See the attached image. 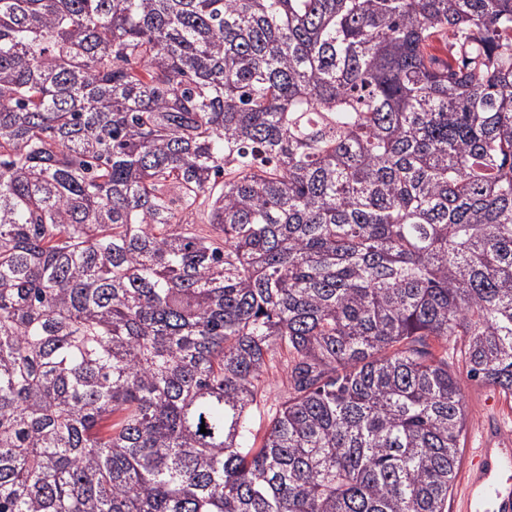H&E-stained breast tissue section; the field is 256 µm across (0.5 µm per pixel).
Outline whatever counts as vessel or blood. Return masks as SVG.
<instances>
[{"instance_id": "b4317fda", "label": "vessel or blood", "mask_w": 512, "mask_h": 512, "mask_svg": "<svg viewBox=\"0 0 512 512\" xmlns=\"http://www.w3.org/2000/svg\"><path fill=\"white\" fill-rule=\"evenodd\" d=\"M512 459V450L488 445L470 453L469 483L465 489L467 512H477L483 499H490L493 512H512V483L495 485L494 476L504 461Z\"/></svg>"}]
</instances>
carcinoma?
<instances>
[{"label": "carcinoma", "mask_w": 512, "mask_h": 512, "mask_svg": "<svg viewBox=\"0 0 512 512\" xmlns=\"http://www.w3.org/2000/svg\"><path fill=\"white\" fill-rule=\"evenodd\" d=\"M452 341L512 397V0H0V512H447Z\"/></svg>", "instance_id": "obj_1"}]
</instances>
